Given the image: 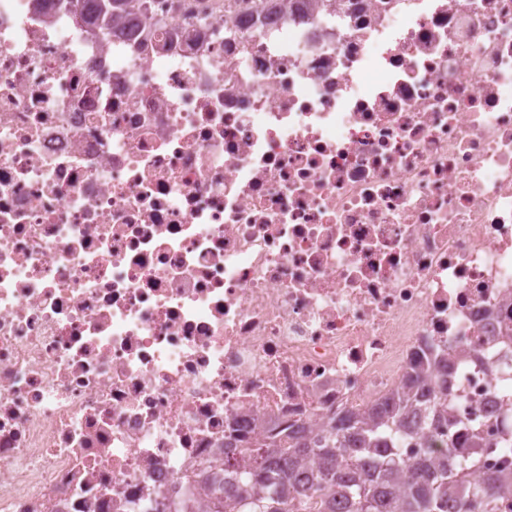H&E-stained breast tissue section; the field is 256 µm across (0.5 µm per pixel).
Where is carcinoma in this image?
<instances>
[{
    "instance_id": "carcinoma-1",
    "label": "carcinoma",
    "mask_w": 512,
    "mask_h": 512,
    "mask_svg": "<svg viewBox=\"0 0 512 512\" xmlns=\"http://www.w3.org/2000/svg\"><path fill=\"white\" fill-rule=\"evenodd\" d=\"M133 0H65L94 28L109 24ZM429 362L412 364L406 390L365 410L347 409L332 419L325 437L312 445L294 425L277 426L224 457V477L242 480L239 493L212 503V512H336L338 490L346 512H497L499 496L512 492V475L469 480L468 462L454 456L406 466L394 447L395 433L410 417L434 428L452 419L448 400L426 397L422 384Z\"/></svg>"
}]
</instances>
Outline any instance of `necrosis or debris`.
I'll use <instances>...</instances> for the list:
<instances>
[{"label": "necrosis or debris", "instance_id": "obj_1", "mask_svg": "<svg viewBox=\"0 0 512 512\" xmlns=\"http://www.w3.org/2000/svg\"><path fill=\"white\" fill-rule=\"evenodd\" d=\"M0 0V512H161L444 351L512 470V0ZM135 0H65L93 28L109 24L118 15L125 14ZM89 2L91 4L89 5Z\"/></svg>", "mask_w": 512, "mask_h": 512}]
</instances>
